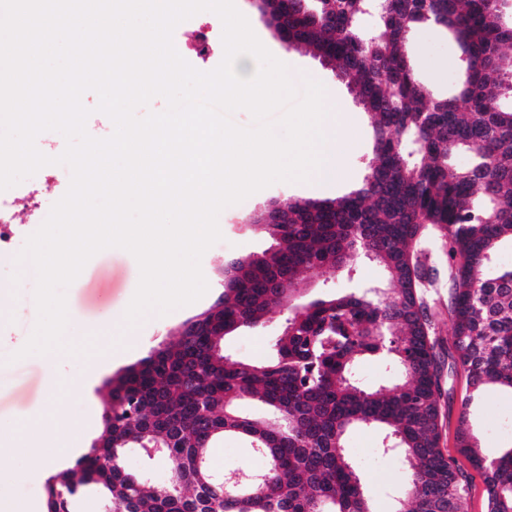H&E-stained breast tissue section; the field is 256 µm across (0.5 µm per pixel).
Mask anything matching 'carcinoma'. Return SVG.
Masks as SVG:
<instances>
[{"label": "carcinoma", "mask_w": 512, "mask_h": 512, "mask_svg": "<svg viewBox=\"0 0 512 512\" xmlns=\"http://www.w3.org/2000/svg\"><path fill=\"white\" fill-rule=\"evenodd\" d=\"M353 88L374 119L362 185L332 201L290 199L282 223L263 224L274 247L224 263V296L175 341L108 379L102 429L89 452L46 480L48 512H79L87 493L112 512H371L349 453L355 430L398 451L406 512H467L470 476L441 448L442 371L429 303L436 253L448 261V393L462 373L469 394L456 430L483 477L487 512H512V449L477 452L467 409L490 385L512 391V0H379L380 31L363 30L370 0H257ZM433 23L457 42L459 80L438 96L416 75L408 36ZM465 153L470 163L453 165ZM376 263L390 288L295 294L323 269L351 277ZM288 311L266 362L232 360L224 338ZM394 370L375 391L357 378L362 358ZM255 401L267 414L240 405ZM263 460L253 488L225 492L206 467L224 437ZM166 453L152 455L155 447ZM143 470L126 467L130 450ZM170 461L165 483L146 471Z\"/></svg>", "instance_id": "cac0c4a2"}]
</instances>
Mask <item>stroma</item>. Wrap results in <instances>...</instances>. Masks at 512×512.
Listing matches in <instances>:
<instances>
[{
    "mask_svg": "<svg viewBox=\"0 0 512 512\" xmlns=\"http://www.w3.org/2000/svg\"><path fill=\"white\" fill-rule=\"evenodd\" d=\"M262 44L294 73L295 84L305 78L320 81L327 94L344 99L356 118L355 127L342 129L340 146L342 179L328 185L306 182H277L225 208L219 216L222 241L210 247L201 258V270L208 283L207 293L194 305L176 309L165 315L148 314L136 327L115 328L113 320L122 318L136 291L140 270L135 257L121 248H108L94 255L80 275L66 290L68 326L66 334L74 339L89 335L94 329L112 325V337L121 340L129 336L135 349L127 357L95 375H84L80 358L53 352L34 354L13 360L31 335L37 320L34 300L36 281L25 266L17 265L16 255L27 237L37 229L27 221L14 227L10 250L0 256V427L8 428L33 415L45 418L47 439L57 440L71 431H85L96 439L101 431L102 400L100 388L109 378L147 357L151 351L172 340L180 325L207 310L224 291L222 266L226 259L259 253L271 245L270 239L248 219L270 201L302 198L314 201L332 200L357 188L367 173L365 162L370 155V115L356 105L352 93L339 82L332 70L319 58L303 50L283 49L251 0H235ZM409 48L420 79L435 92L444 94L456 82L457 46L446 34L431 28L411 33ZM287 315L275 308L266 314L263 325L226 337L224 349L237 359L261 362L272 353V343ZM55 372L78 380L76 388L61 389L55 402H47L42 389L46 373ZM466 394V382L457 379L453 395L442 398V446L445 454L456 458L458 465L471 474L469 512H486L483 483L473 472L469 460L456 445V427L461 399ZM470 430L479 444L480 454L488 459L500 456L512 445V394L490 389L469 408ZM348 448L361 467L373 512H396L397 500L403 495L406 472L399 455L382 451L374 432L356 431L350 434ZM0 469L10 472L13 479L0 486V495L19 503L36 502L45 506V486L29 477V461L9 449L0 450Z\"/></svg>",
    "mask_w": 512,
    "mask_h": 512,
    "instance_id": "35a3bbf8",
    "label": "stroma"
}]
</instances>
